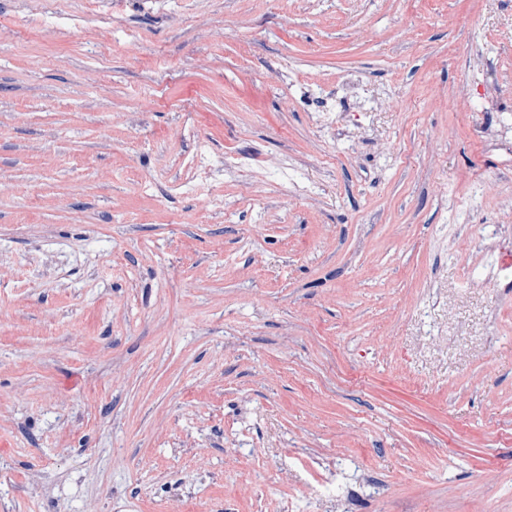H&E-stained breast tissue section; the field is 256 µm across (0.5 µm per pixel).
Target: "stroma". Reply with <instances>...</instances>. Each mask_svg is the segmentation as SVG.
I'll list each match as a JSON object with an SVG mask.
<instances>
[{"instance_id":"35a3bbf8","label":"stroma","mask_w":512,"mask_h":512,"mask_svg":"<svg viewBox=\"0 0 512 512\" xmlns=\"http://www.w3.org/2000/svg\"><path fill=\"white\" fill-rule=\"evenodd\" d=\"M505 240L512 0H0V512H512Z\"/></svg>"}]
</instances>
